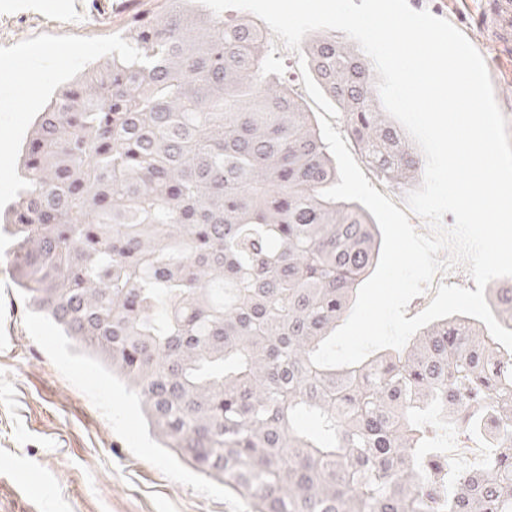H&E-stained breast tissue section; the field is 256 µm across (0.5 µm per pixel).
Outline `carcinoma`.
Returning a JSON list of instances; mask_svg holds the SVG:
<instances>
[{
    "label": "carcinoma",
    "instance_id": "obj_1",
    "mask_svg": "<svg viewBox=\"0 0 512 512\" xmlns=\"http://www.w3.org/2000/svg\"><path fill=\"white\" fill-rule=\"evenodd\" d=\"M249 17L157 0L110 60L62 87L6 209L15 285L134 396L148 433L252 512H512V435L463 471L440 433L512 417V351L464 315L347 367L310 356L348 317L382 241L315 114ZM311 70L366 162L425 161L373 70L332 37ZM512 331V284L492 289Z\"/></svg>",
    "mask_w": 512,
    "mask_h": 512
}]
</instances>
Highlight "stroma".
Listing matches in <instances>:
<instances>
[{
  "instance_id": "1",
  "label": "stroma",
  "mask_w": 512,
  "mask_h": 512,
  "mask_svg": "<svg viewBox=\"0 0 512 512\" xmlns=\"http://www.w3.org/2000/svg\"><path fill=\"white\" fill-rule=\"evenodd\" d=\"M450 21L481 53L512 135V45L486 40L489 0H408ZM151 0H0V207L17 195L18 159L37 112L88 65L112 56V39ZM266 44L310 111L344 123L320 89L306 52ZM52 66L34 70L36 59ZM0 479L39 498L40 512H250L247 501L196 472L145 429L138 404L80 356L14 286L0 235Z\"/></svg>"
}]
</instances>
